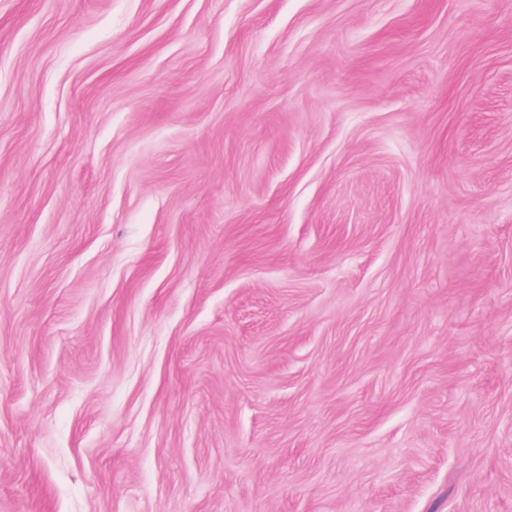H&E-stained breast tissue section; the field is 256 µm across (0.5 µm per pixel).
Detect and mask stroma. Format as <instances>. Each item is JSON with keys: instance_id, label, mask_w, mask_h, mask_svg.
<instances>
[{"instance_id": "obj_1", "label": "stroma", "mask_w": 512, "mask_h": 512, "mask_svg": "<svg viewBox=\"0 0 512 512\" xmlns=\"http://www.w3.org/2000/svg\"><path fill=\"white\" fill-rule=\"evenodd\" d=\"M0 512H512V0H0Z\"/></svg>"}]
</instances>
